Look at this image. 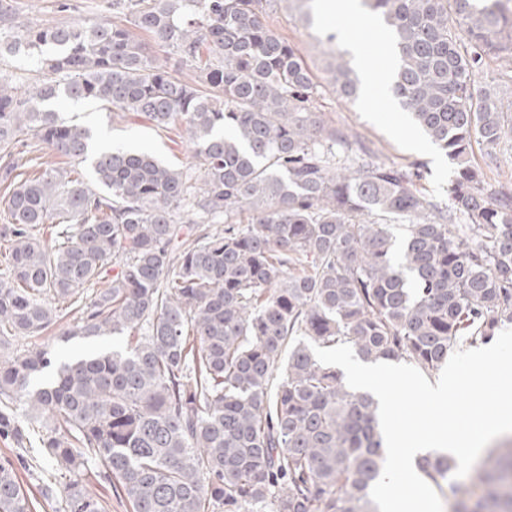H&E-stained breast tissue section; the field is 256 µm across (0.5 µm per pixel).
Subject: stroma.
I'll use <instances>...</instances> for the list:
<instances>
[{"label": "stroma", "mask_w": 512, "mask_h": 512, "mask_svg": "<svg viewBox=\"0 0 512 512\" xmlns=\"http://www.w3.org/2000/svg\"><path fill=\"white\" fill-rule=\"evenodd\" d=\"M15 12L18 27L36 23L53 26L72 21L87 23L111 18L112 0H6ZM305 0H277L268 21L271 27L304 55L321 84L319 108L326 117L344 125L374 149L380 161L409 170L419 166L423 178L421 191L441 202L453 176L446 158L410 121L407 113L395 105L387 94L388 78L384 73L376 46L383 36L374 15L365 9L342 15H320L313 29H306L302 16ZM335 32L333 47L342 49L346 39L358 42L370 67L371 95L368 100L345 101L337 97L328 84L324 66L328 60L323 32ZM61 117L90 128L98 141L146 150L175 166L190 162L194 147L183 127L171 133L155 131L149 123L115 115L90 101L59 99L53 104ZM472 157L492 183L512 185V139L489 148L481 141L472 144Z\"/></svg>", "instance_id": "1"}]
</instances>
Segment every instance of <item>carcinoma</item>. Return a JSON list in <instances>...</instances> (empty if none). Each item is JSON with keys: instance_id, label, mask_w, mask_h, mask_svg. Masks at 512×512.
Instances as JSON below:
<instances>
[{"instance_id": "carcinoma-1", "label": "carcinoma", "mask_w": 512, "mask_h": 512, "mask_svg": "<svg viewBox=\"0 0 512 512\" xmlns=\"http://www.w3.org/2000/svg\"><path fill=\"white\" fill-rule=\"evenodd\" d=\"M362 2L395 49L392 99L455 166L444 205L420 191L421 170L327 121L271 0H112V22L21 31L0 5V59L24 52L38 72L22 92L0 81V437L67 477L60 512H109L88 475L131 512H379V402L312 346L431 377L512 324V191L470 158L472 139L512 135L478 85L488 59L512 73V13L502 0ZM327 70L357 97L341 53ZM61 95L184 126L195 163L92 151L89 128L43 109ZM30 137L92 158L89 177H20ZM65 304L64 335L115 343L48 373L46 352L11 339L47 331ZM456 467L443 451L417 462L452 512H512L511 447L472 467L477 497ZM0 512H33L8 459ZM86 487L90 493L108 501L112 505L111 512H130L127 502L120 499L113 492L112 487L109 484L90 476L87 479Z\"/></svg>"}]
</instances>
